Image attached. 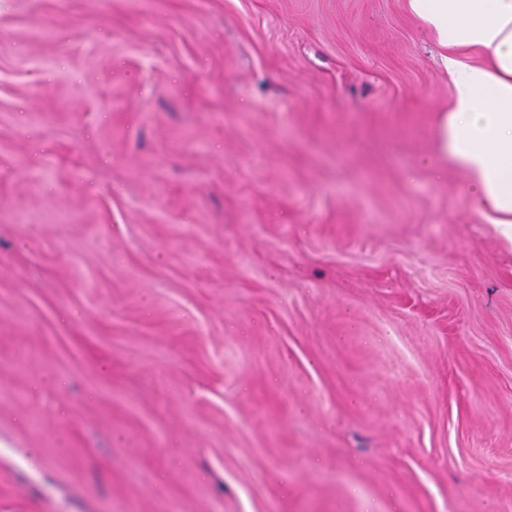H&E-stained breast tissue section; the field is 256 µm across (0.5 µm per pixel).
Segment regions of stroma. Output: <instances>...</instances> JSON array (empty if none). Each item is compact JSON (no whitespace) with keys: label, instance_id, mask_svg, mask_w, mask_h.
Masks as SVG:
<instances>
[{"label":"stroma","instance_id":"1","mask_svg":"<svg viewBox=\"0 0 512 512\" xmlns=\"http://www.w3.org/2000/svg\"><path fill=\"white\" fill-rule=\"evenodd\" d=\"M407 0H0V512H512V243Z\"/></svg>","mask_w":512,"mask_h":512}]
</instances>
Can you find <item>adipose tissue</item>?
I'll list each match as a JSON object with an SVG mask.
<instances>
[{
	"label": "adipose tissue",
	"mask_w": 512,
	"mask_h": 512,
	"mask_svg": "<svg viewBox=\"0 0 512 512\" xmlns=\"http://www.w3.org/2000/svg\"><path fill=\"white\" fill-rule=\"evenodd\" d=\"M444 49L452 102L442 153L472 180L490 221L512 241V0H408Z\"/></svg>",
	"instance_id": "1"
}]
</instances>
